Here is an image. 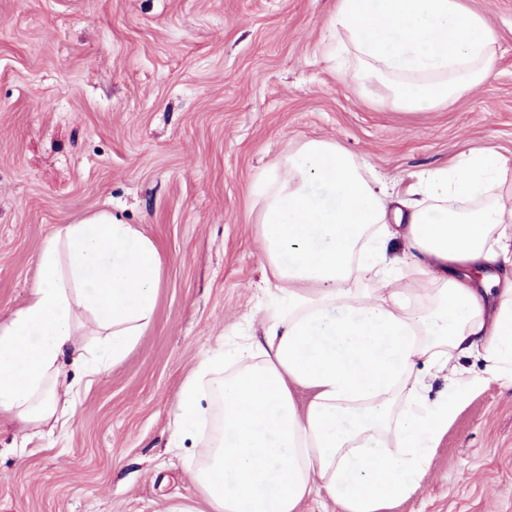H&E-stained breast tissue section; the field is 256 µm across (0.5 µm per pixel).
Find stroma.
Returning <instances> with one entry per match:
<instances>
[{
  "label": "stroma",
  "mask_w": 512,
  "mask_h": 512,
  "mask_svg": "<svg viewBox=\"0 0 512 512\" xmlns=\"http://www.w3.org/2000/svg\"><path fill=\"white\" fill-rule=\"evenodd\" d=\"M463 2L496 36L489 78L436 110L388 112L322 57L336 0H0V309L37 288L45 239L98 212L163 260L151 326L66 432L0 421V512L196 500L197 449H168L177 398L269 302L255 185L299 142H336L404 186L487 145L512 159V0ZM389 512H512V387L470 394Z\"/></svg>",
  "instance_id": "1"
}]
</instances>
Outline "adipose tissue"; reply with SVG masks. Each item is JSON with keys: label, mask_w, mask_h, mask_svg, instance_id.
I'll list each match as a JSON object with an SVG mask.
<instances>
[{"label": "adipose tissue", "mask_w": 512, "mask_h": 512, "mask_svg": "<svg viewBox=\"0 0 512 512\" xmlns=\"http://www.w3.org/2000/svg\"><path fill=\"white\" fill-rule=\"evenodd\" d=\"M327 29L324 59L394 112L453 102L496 62L493 30L462 0H337ZM277 170L257 191L276 281L263 338L200 357L170 448H200L190 474L206 512H299L322 489L343 512H385L428 473L475 389L512 387V163L488 146L402 189L336 142L309 139ZM39 266L29 299L0 310V419L63 431L79 382L150 326L162 257L100 213L57 230ZM406 266L418 277L404 285ZM80 311L96 345L79 339ZM437 376L448 386L433 399Z\"/></svg>", "instance_id": "1"}]
</instances>
